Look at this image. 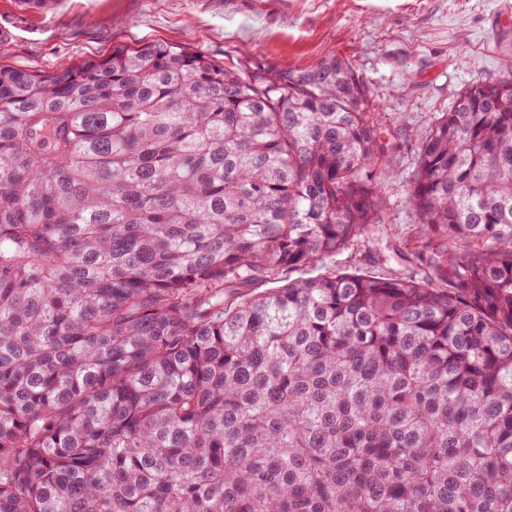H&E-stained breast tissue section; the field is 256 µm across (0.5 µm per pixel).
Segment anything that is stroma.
I'll return each mask as SVG.
<instances>
[{
	"label": "stroma",
	"mask_w": 512,
	"mask_h": 512,
	"mask_svg": "<svg viewBox=\"0 0 512 512\" xmlns=\"http://www.w3.org/2000/svg\"><path fill=\"white\" fill-rule=\"evenodd\" d=\"M158 41L279 69L350 60L379 105L396 175L382 188V226L326 263L392 278L408 265L387 249L413 251L420 237L406 200L420 138L475 78L512 69V10L506 0H61L43 14L0 0L2 65L56 71Z\"/></svg>",
	"instance_id": "1"
}]
</instances>
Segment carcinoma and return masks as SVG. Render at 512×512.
Listing matches in <instances>:
<instances>
[{
    "label": "carcinoma",
    "mask_w": 512,
    "mask_h": 512,
    "mask_svg": "<svg viewBox=\"0 0 512 512\" xmlns=\"http://www.w3.org/2000/svg\"><path fill=\"white\" fill-rule=\"evenodd\" d=\"M371 99L334 54L0 65V512H512V71L419 142L422 277L291 280L382 223Z\"/></svg>",
    "instance_id": "cac0c4a2"
}]
</instances>
